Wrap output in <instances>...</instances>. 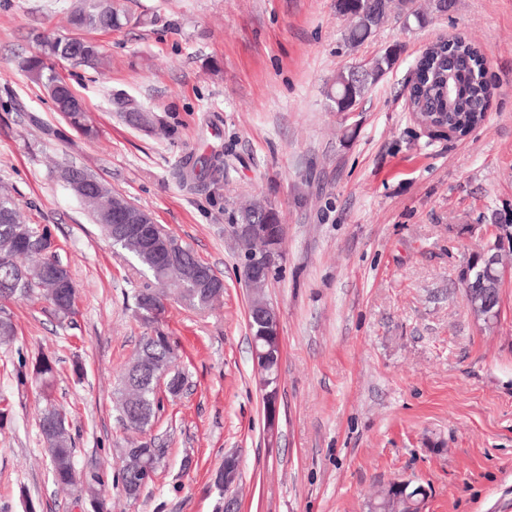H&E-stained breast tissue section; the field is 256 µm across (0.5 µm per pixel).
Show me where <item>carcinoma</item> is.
<instances>
[{"instance_id": "1", "label": "carcinoma", "mask_w": 512, "mask_h": 512, "mask_svg": "<svg viewBox=\"0 0 512 512\" xmlns=\"http://www.w3.org/2000/svg\"><path fill=\"white\" fill-rule=\"evenodd\" d=\"M413 0H336V11L346 17L349 25L344 33L345 42L357 45L382 27L393 8L404 13L405 22L415 20L422 26L427 22L428 14L410 7ZM69 22L76 30L119 28L128 23V15L119 7L109 5L107 0H77L73 6ZM76 44L72 60L78 63L98 65L101 54L96 43L82 37H46L41 42V52L46 58H60L58 52L66 44ZM399 56L396 47L386 50L376 57L368 68L358 72L348 70L340 73L327 91L328 100L338 113L349 109L360 101L388 70ZM19 67L28 73L33 82L48 89L52 85L68 87L66 81L51 67H37L36 58H23ZM412 102L421 110L433 114L435 121L465 134L483 121V112L487 110L491 96V85L486 79L485 58L481 50L464 38L455 40L443 47L433 48L419 62L417 83L408 92ZM116 111L130 123L150 128L154 124L153 115L145 111L133 98H115ZM215 165L209 159L187 156L180 166L178 175L187 181L188 173L199 172L203 175L213 171ZM239 224H276L275 214L266 212L252 204L238 211ZM112 246L134 260L143 274L158 284L156 288H140L134 293L135 303L144 299L161 300L168 296L164 281L174 287L176 295L189 306L205 310L224 296V287L220 286L208 292H200L188 269L213 270L208 263L196 256L187 246L179 245V257L169 265L168 270L156 275L153 269L152 255L142 248L126 241H114ZM6 256L8 262L0 260V286L13 281L16 274L23 270L36 272L43 265L57 259L54 241L50 232H45L35 224L20 221L18 207L11 197L0 196V257ZM482 271L481 294L492 303L500 302L504 269L490 267L487 254L481 252L469 258L460 270V279L471 269ZM40 288L38 281H28L17 288L10 289L4 297L5 302L15 299H38ZM141 321L153 328V334L142 338L135 357L142 364L168 367L177 360V353L169 336L160 328L159 319L141 318ZM34 368L42 374V386L51 387L55 377V360L43 354L36 359ZM131 367H126L117 384L116 408L120 413V426L142 435L147 434L155 421L161 405L157 392L146 381L130 376ZM51 476L55 485L68 487L75 483V451L70 433L58 435L52 447L47 450ZM389 497L379 500L386 512H422L427 494L420 483L407 480L388 485Z\"/></svg>"}]
</instances>
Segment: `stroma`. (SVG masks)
I'll list each match as a JSON object with an SVG mask.
<instances>
[{
  "instance_id": "obj_1",
  "label": "stroma",
  "mask_w": 512,
  "mask_h": 512,
  "mask_svg": "<svg viewBox=\"0 0 512 512\" xmlns=\"http://www.w3.org/2000/svg\"><path fill=\"white\" fill-rule=\"evenodd\" d=\"M75 0H0V194L48 226L77 288L72 321L47 302L5 313L0 346V512H92L101 475L110 512H224L214 484L240 456L241 512H368L390 482L428 490L425 512H512V270L492 328L462 299L466 260L512 216V0H454L429 23L401 13L364 42L343 41L336 0H120L128 24L91 30L101 66L55 62L96 133L70 129L18 61L68 36ZM457 35L487 61L493 94L469 135L417 124L403 88L429 40ZM402 52L353 114L326 96L339 72ZM136 99L163 128L120 117ZM217 174L180 183L189 155ZM86 169L149 210L156 224L224 276L220 307L169 302L162 328L187 383L147 436L165 454L137 499L117 485L124 433L117 375L148 333L134 312L145 284L59 179ZM271 203L284 226L266 290L283 339L280 415L265 429L236 269L241 204ZM57 360L56 403L75 442L77 483L57 489L39 428L38 355Z\"/></svg>"
}]
</instances>
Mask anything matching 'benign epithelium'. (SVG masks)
I'll use <instances>...</instances> for the list:
<instances>
[{
	"instance_id": "1",
	"label": "benign epithelium",
	"mask_w": 512,
	"mask_h": 512,
	"mask_svg": "<svg viewBox=\"0 0 512 512\" xmlns=\"http://www.w3.org/2000/svg\"><path fill=\"white\" fill-rule=\"evenodd\" d=\"M51 99L55 111L60 114L85 110L83 101L73 93L53 88ZM65 182L71 192L82 201L96 200L103 192L104 184L91 179L80 172L70 169L65 172ZM101 224L112 227V235L118 238L146 241L155 248L157 253V270L161 273L174 256V245L165 230L154 223L152 215L146 211L135 210L123 204L108 203L105 205ZM39 288L46 292L47 297L63 294L71 287L65 274L59 269L40 268L35 272ZM239 281L253 293V314L258 325L262 327L261 336L251 340L253 362L258 377V387L262 394L267 432L273 434L279 424V389L280 368L272 367L273 357L281 352L282 336L280 332V313L263 293L270 277V256L263 248L249 250V258L238 268ZM65 424V415L56 413L48 417L43 424L44 434L48 441H53L56 434ZM126 468L142 477L139 486L143 487L153 476L154 470L147 462L145 455L139 452L123 454ZM215 484L224 490V512H240V501L231 493V489L239 482V468L236 465L224 464V473L217 474Z\"/></svg>"
}]
</instances>
